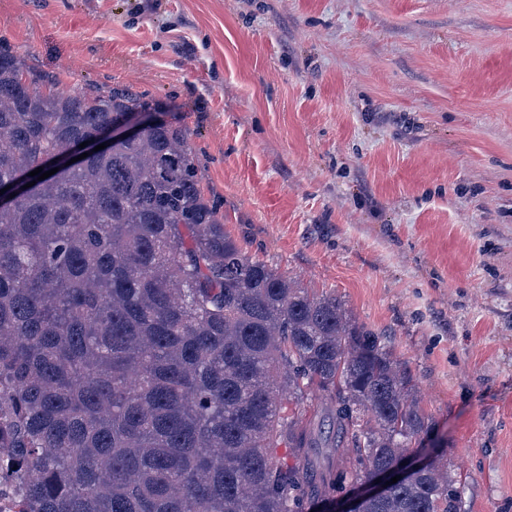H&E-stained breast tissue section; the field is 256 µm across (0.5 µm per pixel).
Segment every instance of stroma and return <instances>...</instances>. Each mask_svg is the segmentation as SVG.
<instances>
[{"label": "stroma", "instance_id": "stroma-1", "mask_svg": "<svg viewBox=\"0 0 512 512\" xmlns=\"http://www.w3.org/2000/svg\"><path fill=\"white\" fill-rule=\"evenodd\" d=\"M0 48L189 132L253 257L384 332L512 512V0H0Z\"/></svg>", "mask_w": 512, "mask_h": 512}]
</instances>
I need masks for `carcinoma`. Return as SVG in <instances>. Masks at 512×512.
Listing matches in <instances>:
<instances>
[{
    "instance_id": "cac0c4a2",
    "label": "carcinoma",
    "mask_w": 512,
    "mask_h": 512,
    "mask_svg": "<svg viewBox=\"0 0 512 512\" xmlns=\"http://www.w3.org/2000/svg\"><path fill=\"white\" fill-rule=\"evenodd\" d=\"M0 50V486L18 512H307L433 428L382 335L249 256L186 130ZM57 169L44 180L30 172ZM288 446L294 463L277 460ZM448 450L355 512H461Z\"/></svg>"
}]
</instances>
